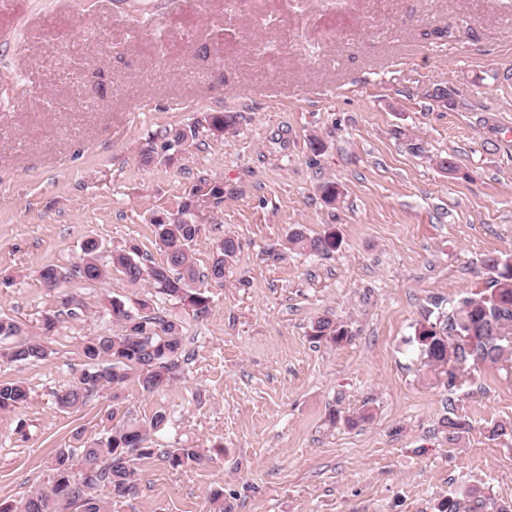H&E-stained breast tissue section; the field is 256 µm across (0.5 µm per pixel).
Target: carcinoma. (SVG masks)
I'll use <instances>...</instances> for the list:
<instances>
[{"label":"carcinoma","instance_id":"carcinoma-1","mask_svg":"<svg viewBox=\"0 0 512 512\" xmlns=\"http://www.w3.org/2000/svg\"><path fill=\"white\" fill-rule=\"evenodd\" d=\"M189 207L190 204H183L181 217L173 221H153L155 243L161 255L157 262L143 264L142 249L135 241L112 251L105 261L101 256L102 245L90 238L84 241L71 270L65 272L55 265H45L39 270V278L44 283L72 276L104 282L115 271L130 285L146 282L157 293L201 317L209 311L210 300L196 283L202 277L216 284L224 283V270L237 257L240 244L231 236L220 240L207 273L200 274L192 260L191 246L201 227L187 221ZM288 243L311 254L328 256L339 248L341 239L334 229L311 237L298 227L288 233ZM482 265L491 274L490 294L459 299L436 321L416 328L410 338L436 367L448 365L450 352L462 370L507 359V348L512 345V258L491 255L482 260ZM82 308L80 299L63 294L57 313L45 317L41 333L32 335L12 318L0 316V361L33 363L46 359L51 349L43 337L52 335L58 316H75ZM106 311L118 333L83 340V368L57 395V404L64 410H75L90 396L106 390L112 391L116 401L117 390L132 378L146 392L161 390L174 381L184 362L182 325L150 311L147 301L139 299L132 306L124 299L112 297ZM311 336L341 342L347 333L323 316L312 326ZM28 395L23 381L0 380L1 411L20 407ZM118 415L120 408H113L106 417L103 433L91 442L83 440L81 432H75L73 444L56 449L47 463L51 488H38L18 502L1 499L0 512H107L108 501L101 496V490L107 489L113 498L135 494L140 462L161 458L173 468L188 469L207 457L204 449L178 441L166 448L153 447L151 434L168 426L169 419L163 412L157 411L147 420L119 421ZM446 428L448 442L455 444L469 432L470 425L460 418H449ZM208 503L207 512H231L221 488L210 492ZM438 512H512V504H497L475 486L463 501L452 497L442 501Z\"/></svg>","mask_w":512,"mask_h":512}]
</instances>
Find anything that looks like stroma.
Listing matches in <instances>:
<instances>
[{"label":"stroma","mask_w":512,"mask_h":512,"mask_svg":"<svg viewBox=\"0 0 512 512\" xmlns=\"http://www.w3.org/2000/svg\"><path fill=\"white\" fill-rule=\"evenodd\" d=\"M511 71L512 0H0V313L35 334L61 293L84 304L48 358L0 363L29 389L0 411V499L46 485L54 449L98 438L117 403L166 412L157 441L209 457L141 462L109 512H203L215 488L232 512H436L474 485L512 503V432L490 434L512 425V364L452 380L406 343L512 252ZM225 112L233 128L209 126ZM165 129L187 138L165 146ZM186 202L198 271L222 238L241 246L206 317L118 273L40 281L89 238L159 258L151 223ZM299 225L336 227L339 249H289ZM115 296L180 320L189 359L159 392L132 380L62 411L84 337L116 332ZM323 316L347 339L314 340ZM455 416L471 428L452 445Z\"/></svg>","instance_id":"obj_1"}]
</instances>
